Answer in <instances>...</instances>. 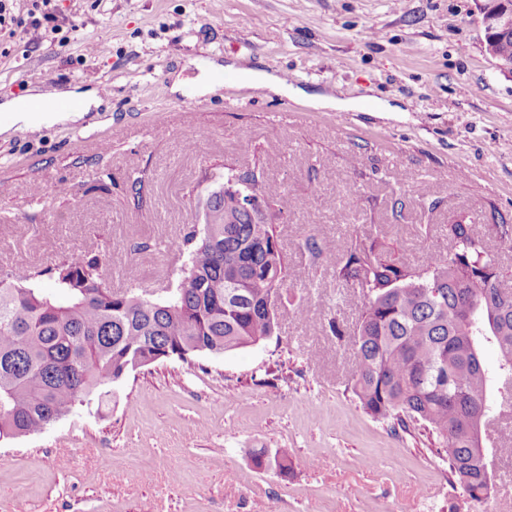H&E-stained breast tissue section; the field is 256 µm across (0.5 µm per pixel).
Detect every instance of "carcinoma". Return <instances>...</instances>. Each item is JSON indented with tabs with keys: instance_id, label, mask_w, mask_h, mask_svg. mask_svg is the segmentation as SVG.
<instances>
[{
	"instance_id": "carcinoma-1",
	"label": "carcinoma",
	"mask_w": 512,
	"mask_h": 512,
	"mask_svg": "<svg viewBox=\"0 0 512 512\" xmlns=\"http://www.w3.org/2000/svg\"><path fill=\"white\" fill-rule=\"evenodd\" d=\"M267 222L207 197L203 224L187 227L179 286L160 298L106 284L109 250L72 254L24 277L0 275V439L39 433L91 403L131 373L166 359L221 355L256 344L278 326L268 309L285 290L288 257L277 234L281 187L252 182ZM453 247L432 250L421 271L373 239L347 240L333 266L336 285L367 299L354 335L352 393L372 417L402 430L419 424L447 462L446 479L480 502L490 495L481 458L482 419L493 376L512 381V289L495 257L467 224L448 227ZM313 258L336 253L331 240L302 244ZM50 274L55 288L36 280ZM496 347L488 372L481 351ZM255 468L288 476V451L252 453Z\"/></svg>"
}]
</instances>
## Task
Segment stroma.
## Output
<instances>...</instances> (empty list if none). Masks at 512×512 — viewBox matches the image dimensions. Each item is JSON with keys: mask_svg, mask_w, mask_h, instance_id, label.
<instances>
[{"mask_svg": "<svg viewBox=\"0 0 512 512\" xmlns=\"http://www.w3.org/2000/svg\"><path fill=\"white\" fill-rule=\"evenodd\" d=\"M38 2L5 0L0 103H100L0 134V274L107 249L112 288L133 261L139 287L164 295L199 199L226 167L255 166L284 190L290 289L270 340L153 364L117 399L0 442V512L18 498L30 512H512V458L494 460L478 504L448 486L423 430L361 408L352 346L328 320L353 329L363 294L301 248L378 236L414 268L462 219L512 288L493 226L512 224V79L484 52L476 0H52L57 30L34 43ZM248 68L289 76L290 93L236 89ZM205 71L228 89L198 95ZM305 93L358 105L315 109ZM255 448L288 449L289 475L257 470Z\"/></svg>", "mask_w": 512, "mask_h": 512, "instance_id": "stroma-1", "label": "stroma"}]
</instances>
